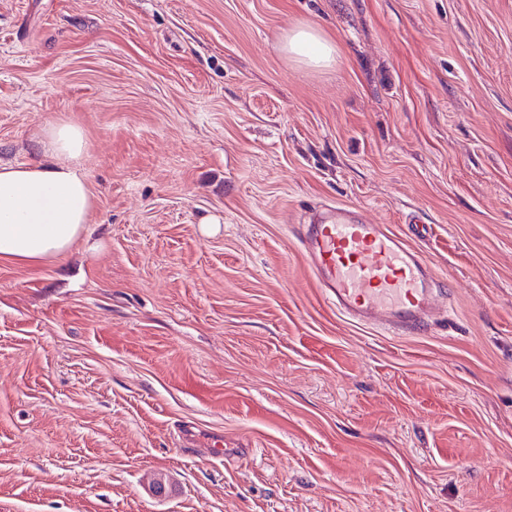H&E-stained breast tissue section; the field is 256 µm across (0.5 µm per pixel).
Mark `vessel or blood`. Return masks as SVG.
I'll return each mask as SVG.
<instances>
[{
    "mask_svg": "<svg viewBox=\"0 0 512 512\" xmlns=\"http://www.w3.org/2000/svg\"><path fill=\"white\" fill-rule=\"evenodd\" d=\"M320 288L337 310L398 334L424 331L434 312V280L400 237L350 206H322L303 233Z\"/></svg>",
    "mask_w": 512,
    "mask_h": 512,
    "instance_id": "obj_1",
    "label": "vessel or blood"
}]
</instances>
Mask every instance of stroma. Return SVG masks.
Wrapping results in <instances>:
<instances>
[{"label": "stroma", "mask_w": 512, "mask_h": 512, "mask_svg": "<svg viewBox=\"0 0 512 512\" xmlns=\"http://www.w3.org/2000/svg\"><path fill=\"white\" fill-rule=\"evenodd\" d=\"M63 117L94 208L0 262V512H512V0H0V162ZM325 204L422 256L425 333L326 298ZM282 51L299 65L312 70H324L336 64V44L319 27L302 24L285 37Z\"/></svg>", "instance_id": "obj_1"}]
</instances>
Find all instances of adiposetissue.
<instances>
[{
  "label": "adipose tissue",
  "instance_id": "1",
  "mask_svg": "<svg viewBox=\"0 0 512 512\" xmlns=\"http://www.w3.org/2000/svg\"><path fill=\"white\" fill-rule=\"evenodd\" d=\"M283 52L312 70L331 68L336 45L319 27L303 24L285 37ZM40 160L0 163V261L37 265L67 257L81 241L94 206L82 171L84 129L70 120L43 124Z\"/></svg>",
  "mask_w": 512,
  "mask_h": 512
}]
</instances>
